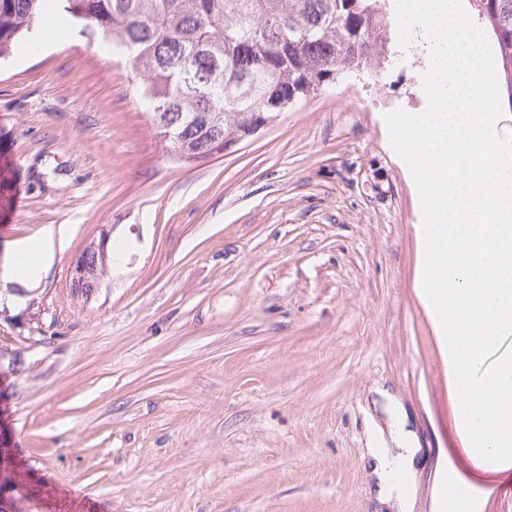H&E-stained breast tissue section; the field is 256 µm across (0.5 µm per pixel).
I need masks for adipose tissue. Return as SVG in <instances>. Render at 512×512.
<instances>
[{
    "label": "adipose tissue",
    "instance_id": "adipose-tissue-1",
    "mask_svg": "<svg viewBox=\"0 0 512 512\" xmlns=\"http://www.w3.org/2000/svg\"><path fill=\"white\" fill-rule=\"evenodd\" d=\"M63 228L44 230L34 243L19 247L9 260L0 265V281L18 282L29 286L36 283L44 267L55 257L56 241ZM417 450L414 435L403 418H395L389 440L379 441L373 448L372 472L380 500L394 502L399 512H409L413 488L407 480Z\"/></svg>",
    "mask_w": 512,
    "mask_h": 512
}]
</instances>
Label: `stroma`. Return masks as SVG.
<instances>
[{"instance_id":"1","label":"stroma","mask_w":512,"mask_h":512,"mask_svg":"<svg viewBox=\"0 0 512 512\" xmlns=\"http://www.w3.org/2000/svg\"><path fill=\"white\" fill-rule=\"evenodd\" d=\"M428 45L345 73L226 154L173 161L138 80L77 29L0 62V262L67 225L0 301V512H394L368 440L390 395L415 434L411 512L471 458L420 296L422 211L387 113L427 106ZM108 236L91 299L69 268Z\"/></svg>"}]
</instances>
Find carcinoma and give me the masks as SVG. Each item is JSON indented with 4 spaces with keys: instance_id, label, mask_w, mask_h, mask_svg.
Wrapping results in <instances>:
<instances>
[{
    "instance_id": "cac0c4a2",
    "label": "carcinoma",
    "mask_w": 512,
    "mask_h": 512,
    "mask_svg": "<svg viewBox=\"0 0 512 512\" xmlns=\"http://www.w3.org/2000/svg\"><path fill=\"white\" fill-rule=\"evenodd\" d=\"M512 106V0H476ZM49 10L112 46L141 79L146 114L171 152L224 153L253 118L304 102L348 71L392 55L381 0H0V60L33 45Z\"/></svg>"
}]
</instances>
